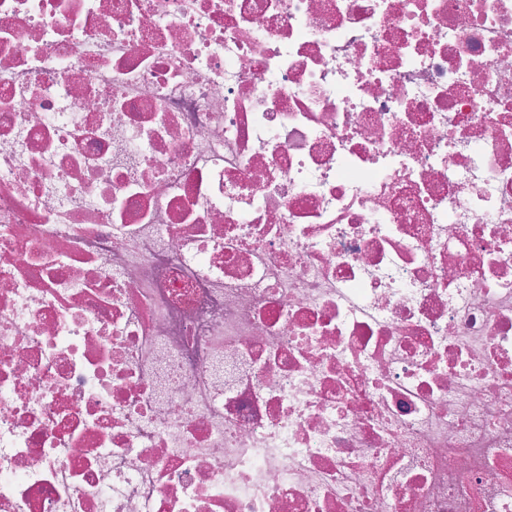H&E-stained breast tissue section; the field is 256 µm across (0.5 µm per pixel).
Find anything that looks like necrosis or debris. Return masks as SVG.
Returning a JSON list of instances; mask_svg holds the SVG:
<instances>
[{
    "label": "necrosis or debris",
    "mask_w": 512,
    "mask_h": 512,
    "mask_svg": "<svg viewBox=\"0 0 512 512\" xmlns=\"http://www.w3.org/2000/svg\"><path fill=\"white\" fill-rule=\"evenodd\" d=\"M0 512H512V0H0Z\"/></svg>",
    "instance_id": "necrosis-or-debris-1"
}]
</instances>
